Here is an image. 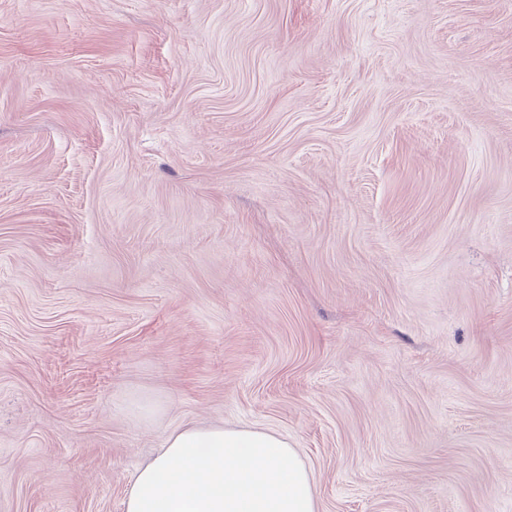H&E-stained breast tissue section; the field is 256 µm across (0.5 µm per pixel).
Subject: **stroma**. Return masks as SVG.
Returning a JSON list of instances; mask_svg holds the SVG:
<instances>
[{
  "label": "stroma",
  "mask_w": 512,
  "mask_h": 512,
  "mask_svg": "<svg viewBox=\"0 0 512 512\" xmlns=\"http://www.w3.org/2000/svg\"><path fill=\"white\" fill-rule=\"evenodd\" d=\"M211 424L512 512V0H0V512Z\"/></svg>",
  "instance_id": "1"
}]
</instances>
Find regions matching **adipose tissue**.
<instances>
[{
  "mask_svg": "<svg viewBox=\"0 0 512 512\" xmlns=\"http://www.w3.org/2000/svg\"><path fill=\"white\" fill-rule=\"evenodd\" d=\"M126 512H317L308 472L282 437L220 424L167 432L138 468Z\"/></svg>",
  "mask_w": 512,
  "mask_h": 512,
  "instance_id": "ef3b65f1",
  "label": "adipose tissue"
}]
</instances>
